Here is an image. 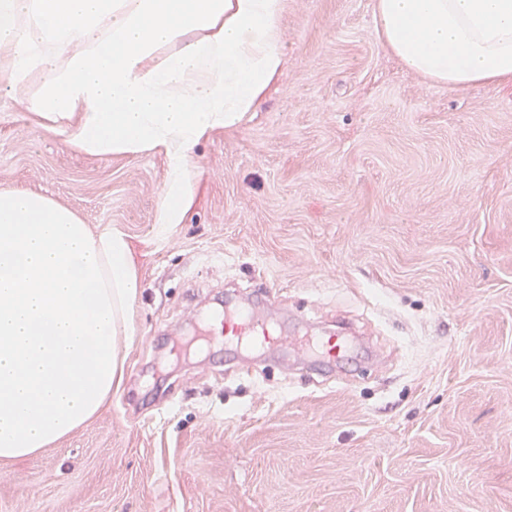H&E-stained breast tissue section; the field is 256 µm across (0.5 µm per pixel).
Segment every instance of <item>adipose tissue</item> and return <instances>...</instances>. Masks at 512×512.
Returning a JSON list of instances; mask_svg holds the SVG:
<instances>
[{
  "label": "adipose tissue",
  "instance_id": "obj_1",
  "mask_svg": "<svg viewBox=\"0 0 512 512\" xmlns=\"http://www.w3.org/2000/svg\"><path fill=\"white\" fill-rule=\"evenodd\" d=\"M288 0H0V93L44 130L107 158L163 153L159 209L180 223L197 144L255 111L286 57ZM380 45L455 88L512 84V0H374ZM138 281L124 235L0 186V460L94 417L122 381Z\"/></svg>",
  "mask_w": 512,
  "mask_h": 512
}]
</instances>
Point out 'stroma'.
I'll use <instances>...</instances> for the list:
<instances>
[{"instance_id": "obj_1", "label": "stroma", "mask_w": 512, "mask_h": 512, "mask_svg": "<svg viewBox=\"0 0 512 512\" xmlns=\"http://www.w3.org/2000/svg\"><path fill=\"white\" fill-rule=\"evenodd\" d=\"M285 68L194 150L192 207L159 228V153L68 148L0 98V184L119 227L135 264L124 378L88 422L0 461V512H512V85L453 88L377 41L373 0H288ZM345 316L330 380L282 347L177 355L237 294Z\"/></svg>"}]
</instances>
